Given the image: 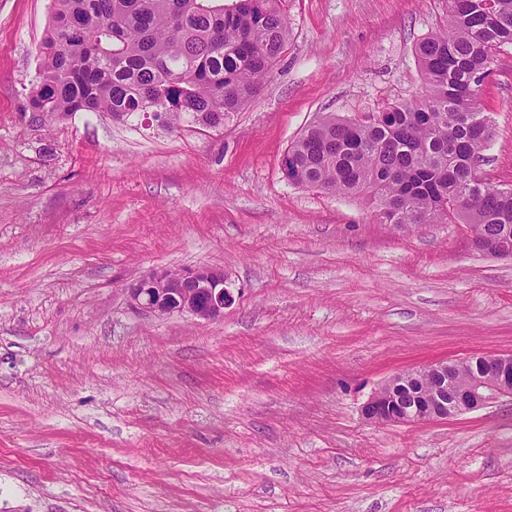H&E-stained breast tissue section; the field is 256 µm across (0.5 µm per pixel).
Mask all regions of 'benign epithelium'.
Instances as JSON below:
<instances>
[{
  "mask_svg": "<svg viewBox=\"0 0 512 512\" xmlns=\"http://www.w3.org/2000/svg\"><path fill=\"white\" fill-rule=\"evenodd\" d=\"M127 292L139 308L167 315L189 314L202 320L224 315L233 301L224 287V271L214 268L182 272L151 271L133 283ZM468 359L430 364L435 382L427 391H409L406 403L393 405L388 394L398 380L413 372L398 373L375 390L362 406L363 416L375 423L415 424L453 418L487 406L502 397H512V352L493 355V361L475 374L462 390L452 389L459 368Z\"/></svg>",
  "mask_w": 512,
  "mask_h": 512,
  "instance_id": "benign-epithelium-1",
  "label": "benign epithelium"
}]
</instances>
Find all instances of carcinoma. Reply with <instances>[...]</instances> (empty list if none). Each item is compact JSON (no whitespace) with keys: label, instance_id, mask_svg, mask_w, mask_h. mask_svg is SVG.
<instances>
[{"label":"carcinoma","instance_id":"carcinoma-1","mask_svg":"<svg viewBox=\"0 0 512 512\" xmlns=\"http://www.w3.org/2000/svg\"><path fill=\"white\" fill-rule=\"evenodd\" d=\"M289 32L282 0H54L29 108L222 126L260 93ZM508 48L512 0H448V28L417 47L421 91L362 120L324 116L289 148L286 177L363 194L381 224H464L478 251L512 245V187L478 172L492 138L482 84ZM490 361L470 356L456 385Z\"/></svg>","mask_w":512,"mask_h":512}]
</instances>
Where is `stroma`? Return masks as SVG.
I'll return each mask as SVG.
<instances>
[{"label": "stroma", "instance_id": "35a3bbf8", "mask_svg": "<svg viewBox=\"0 0 512 512\" xmlns=\"http://www.w3.org/2000/svg\"><path fill=\"white\" fill-rule=\"evenodd\" d=\"M288 45L229 122L42 118L52 0H0V512H512V399L379 424L395 372L512 351V259L462 224L378 223L289 182L322 116L409 98L448 0H286ZM481 171L512 187V48ZM223 269V317L127 287Z\"/></svg>", "mask_w": 512, "mask_h": 512}]
</instances>
